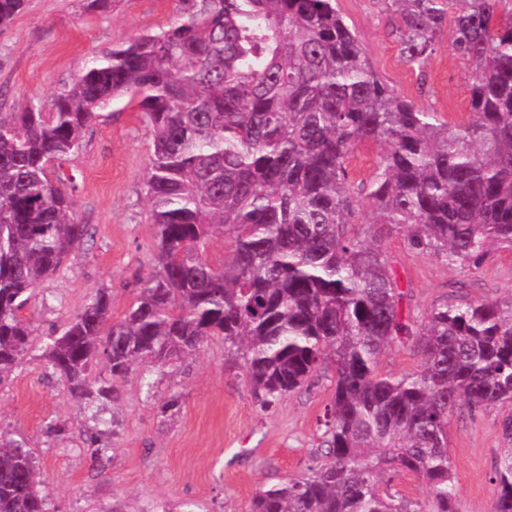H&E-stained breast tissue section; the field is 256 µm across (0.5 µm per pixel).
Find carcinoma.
Returning a JSON list of instances; mask_svg holds the SVG:
<instances>
[{
	"mask_svg": "<svg viewBox=\"0 0 512 512\" xmlns=\"http://www.w3.org/2000/svg\"><path fill=\"white\" fill-rule=\"evenodd\" d=\"M177 2L167 26L96 56L50 108L0 113V383L32 348L19 311L88 236L73 177L48 168L76 160L89 124L121 103L151 133L156 265L118 321L95 291L46 344L47 375L80 400L100 357L108 393L136 363L163 366L220 336L269 407L332 362L320 460L259 490L251 512H459L450 414L498 409L490 512H512V295L406 316L384 247L398 231L411 252L460 269L512 249V0H382L407 65L424 67L447 32L473 63L462 124L382 82L337 0ZM26 3L0 0V29ZM363 144L379 159L356 183L348 165ZM362 200L377 228L360 238ZM405 343L420 369L379 374ZM393 474L417 476L430 498L392 489ZM47 499L24 439L0 435V512H49Z\"/></svg>",
	"mask_w": 512,
	"mask_h": 512,
	"instance_id": "1",
	"label": "carcinoma"
}]
</instances>
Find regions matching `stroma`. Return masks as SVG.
<instances>
[{"mask_svg": "<svg viewBox=\"0 0 512 512\" xmlns=\"http://www.w3.org/2000/svg\"><path fill=\"white\" fill-rule=\"evenodd\" d=\"M374 69L401 96L468 120L473 65L442 38L424 70L411 69L388 36L390 15L378 0H338ZM175 0H118L107 14L83 0H28L0 31V110L50 105L79 67L112 45L171 20ZM151 137L136 110L104 112L63 175L74 178V212L89 228L84 244L36 289L21 317L33 348L0 384V433L26 438L49 491V512H248L259 489L306 472L318 454V422L334 392V368L271 407L252 393L244 363L221 337L165 367L140 363L93 404L71 398L46 377L40 356L99 288L120 319L154 267V226L143 171ZM386 251L401 288V308L497 300L512 294V250L491 251L476 270L411 252L392 235ZM500 412L458 408L448 424V456L459 512H489L503 448Z\"/></svg>", "mask_w": 512, "mask_h": 512, "instance_id": "stroma-1", "label": "stroma"}]
</instances>
